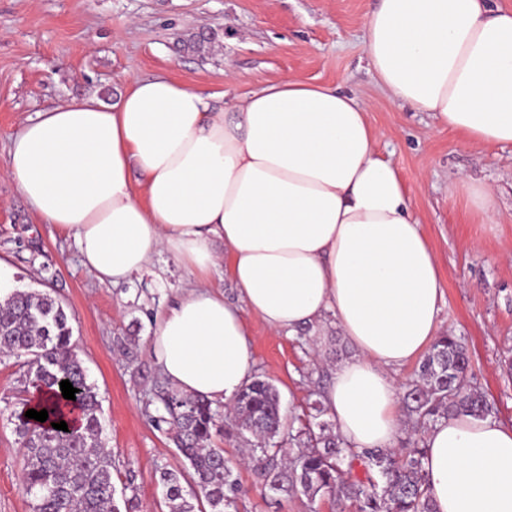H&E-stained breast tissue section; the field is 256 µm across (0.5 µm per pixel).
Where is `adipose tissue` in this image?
<instances>
[{
    "label": "adipose tissue",
    "instance_id": "obj_1",
    "mask_svg": "<svg viewBox=\"0 0 512 512\" xmlns=\"http://www.w3.org/2000/svg\"><path fill=\"white\" fill-rule=\"evenodd\" d=\"M390 97L472 142L512 144V8L482 0H378L364 36ZM356 98L296 76L230 107L168 77L117 99L37 113L5 172L112 286L168 253L198 284L177 290L148 343L169 385L231 403L252 361L246 314L295 333L333 314L356 355L323 400L356 449L402 434L393 371L439 334L443 288L395 167ZM223 271L239 291L210 284ZM434 512H512V425L451 416L426 437Z\"/></svg>",
    "mask_w": 512,
    "mask_h": 512
}]
</instances>
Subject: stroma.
I'll return each instance as SVG.
<instances>
[{"label": "stroma", "instance_id": "35a3bbf8", "mask_svg": "<svg viewBox=\"0 0 512 512\" xmlns=\"http://www.w3.org/2000/svg\"><path fill=\"white\" fill-rule=\"evenodd\" d=\"M377 0H0V162L10 136L35 113L89 95L114 100L132 77L166 75L217 104L298 76L365 101L378 153L398 170L440 269V330L462 339L471 381L512 424V146L476 145L432 113L394 102L363 49ZM216 31L204 51L190 35ZM488 186L494 221L482 223L458 181ZM0 263L18 290L49 292L64 306L77 351L99 393L102 437L119 469L120 512H161V467H179L172 436L147 404L161 371L148 352L154 316L194 277L166 254L128 282L104 287L81 265L72 238L41 222L0 173ZM251 378L280 395L285 428L355 357L333 315L290 336L247 315ZM18 365L0 356V512H32L21 487L24 451L8 416L19 399ZM212 447L236 462L245 493L237 512H341L334 497L270 490L239 464L238 436L217 428Z\"/></svg>", "mask_w": 512, "mask_h": 512}]
</instances>
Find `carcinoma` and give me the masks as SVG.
I'll list each match as a JSON object with an SVG mask.
<instances>
[{
	"instance_id": "1",
	"label": "carcinoma",
	"mask_w": 512,
	"mask_h": 512,
	"mask_svg": "<svg viewBox=\"0 0 512 512\" xmlns=\"http://www.w3.org/2000/svg\"><path fill=\"white\" fill-rule=\"evenodd\" d=\"M0 355L21 360L25 388L57 391L68 380L79 389V419L67 434L25 417L28 403L14 413V431L25 449L22 489L32 512H119L114 503L113 473L118 471L102 441L101 404L79 357L68 315L47 292L14 291L0 303ZM470 359L462 342L443 334L421 360L409 384L405 405L416 438L394 449L361 453L318 424L319 433L281 435L279 392L270 382L253 379L235 396L227 433L251 436L247 460L274 491H301L313 500L329 494L346 500L356 512H433L421 460L425 431L450 415L484 418L492 412L485 393L468 385ZM152 421L174 430V443L187 461L183 470L159 468L167 512H231L241 493L234 467L224 452L207 447L218 412L212 403L167 391ZM48 421H69L65 404L49 400ZM358 457L364 477L350 480L342 468Z\"/></svg>"
}]
</instances>
